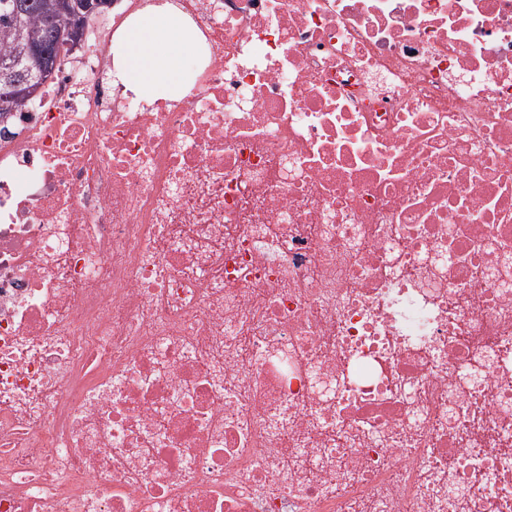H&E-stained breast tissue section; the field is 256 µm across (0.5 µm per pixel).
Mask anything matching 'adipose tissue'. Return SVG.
<instances>
[{"mask_svg":"<svg viewBox=\"0 0 512 512\" xmlns=\"http://www.w3.org/2000/svg\"><path fill=\"white\" fill-rule=\"evenodd\" d=\"M195 26L171 0L129 16L112 40V81L141 101L177 100L190 94L192 61L200 53Z\"/></svg>","mask_w":512,"mask_h":512,"instance_id":"adipose-tissue-1","label":"adipose tissue"}]
</instances>
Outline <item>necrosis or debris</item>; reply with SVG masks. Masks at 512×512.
I'll return each instance as SVG.
<instances>
[{
	"instance_id": "4bbe7bcc",
	"label": "necrosis or debris",
	"mask_w": 512,
	"mask_h": 512,
	"mask_svg": "<svg viewBox=\"0 0 512 512\" xmlns=\"http://www.w3.org/2000/svg\"><path fill=\"white\" fill-rule=\"evenodd\" d=\"M0 127V512H512V0H175ZM129 16L112 40V83L146 103L178 100L194 88L200 56L195 26L169 0Z\"/></svg>"
}]
</instances>
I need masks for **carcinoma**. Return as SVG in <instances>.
<instances>
[{"label": "carcinoma", "mask_w": 512, "mask_h": 512, "mask_svg": "<svg viewBox=\"0 0 512 512\" xmlns=\"http://www.w3.org/2000/svg\"><path fill=\"white\" fill-rule=\"evenodd\" d=\"M62 0H9L12 7L0 9V61L21 59L20 67L35 68L34 46L52 32L69 26L66 13L59 9ZM41 83L29 81L15 95L1 99L0 115L17 112L39 98Z\"/></svg>", "instance_id": "obj_1"}]
</instances>
